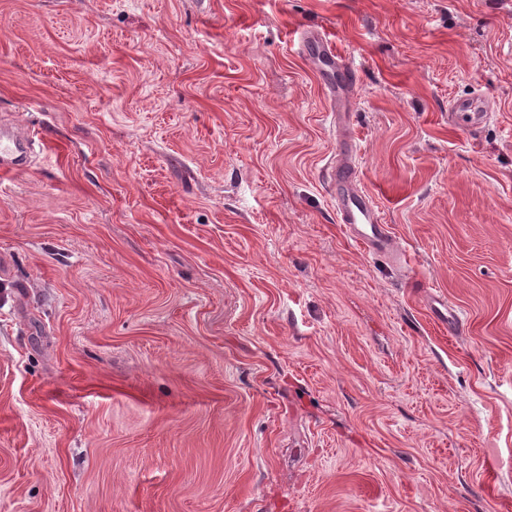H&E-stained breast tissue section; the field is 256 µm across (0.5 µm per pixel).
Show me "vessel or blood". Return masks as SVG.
I'll return each instance as SVG.
<instances>
[{
  "mask_svg": "<svg viewBox=\"0 0 512 512\" xmlns=\"http://www.w3.org/2000/svg\"><path fill=\"white\" fill-rule=\"evenodd\" d=\"M313 47L318 60L324 67L336 72L343 82H350L354 76L353 67L322 41H314ZM0 138L7 144L0 148V176L4 177L25 169L33 150L30 135L15 129L0 131ZM352 147L343 144L333 171L336 183V214L339 223L345 224L348 235L362 243L369 251L392 253L394 240L387 225L381 224L375 205L366 193L359 191L353 180L350 159Z\"/></svg>",
  "mask_w": 512,
  "mask_h": 512,
  "instance_id": "b4317fda",
  "label": "vessel or blood"
}]
</instances>
